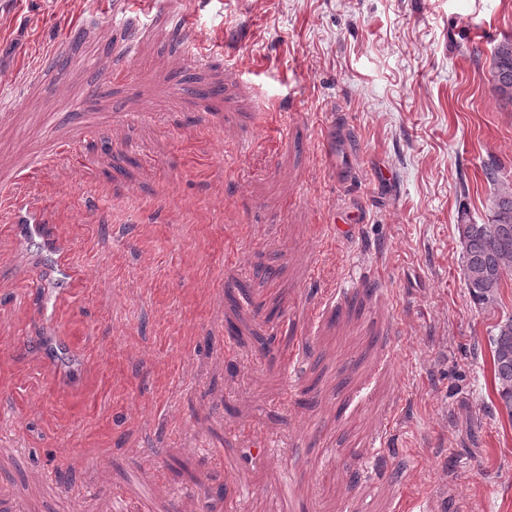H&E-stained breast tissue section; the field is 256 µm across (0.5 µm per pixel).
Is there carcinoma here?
Here are the masks:
<instances>
[{
  "label": "carcinoma",
  "mask_w": 512,
  "mask_h": 512,
  "mask_svg": "<svg viewBox=\"0 0 512 512\" xmlns=\"http://www.w3.org/2000/svg\"><path fill=\"white\" fill-rule=\"evenodd\" d=\"M494 81L497 91L512 100V42L497 47L494 55ZM493 224H459L466 287L473 301L481 306L497 303L504 275L512 270V197L497 203ZM493 382L499 403L512 419V318L498 325L490 340Z\"/></svg>",
  "instance_id": "obj_1"
}]
</instances>
